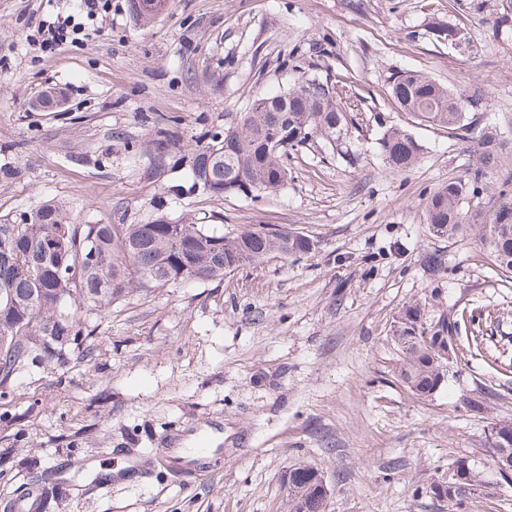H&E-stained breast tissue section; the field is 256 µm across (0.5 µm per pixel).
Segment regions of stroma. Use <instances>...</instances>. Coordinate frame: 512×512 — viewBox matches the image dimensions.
<instances>
[{"instance_id":"1","label":"stroma","mask_w":512,"mask_h":512,"mask_svg":"<svg viewBox=\"0 0 512 512\" xmlns=\"http://www.w3.org/2000/svg\"><path fill=\"white\" fill-rule=\"evenodd\" d=\"M69 12L70 0H0V165L14 171L0 217L55 199L78 224L189 214L228 236L277 224L315 247L78 308L65 364L30 363L0 396V512L27 486L42 512H290L302 463L326 481L325 512H512V481L453 511L428 492L457 459L490 461L492 424L512 419V282L475 232L438 237L425 220L429 194L478 167L476 142L388 95L391 73L418 70L468 97L476 128H496L500 165L462 203L488 206L512 181V0H170L148 23L111 0L47 55L39 21ZM451 26L469 50L448 46ZM305 73L346 77L359 110L340 139L290 151L277 192L188 191L193 149ZM159 125L174 137L162 169ZM390 126L422 146L399 174L378 146ZM412 303L459 324L458 361L428 399L401 382L391 339ZM217 412L220 468L123 474L127 453L161 451L168 431Z\"/></svg>"}]
</instances>
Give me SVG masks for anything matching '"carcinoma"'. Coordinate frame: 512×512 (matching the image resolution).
I'll return each instance as SVG.
<instances>
[{"instance_id": "carcinoma-1", "label": "carcinoma", "mask_w": 512, "mask_h": 512, "mask_svg": "<svg viewBox=\"0 0 512 512\" xmlns=\"http://www.w3.org/2000/svg\"><path fill=\"white\" fill-rule=\"evenodd\" d=\"M347 84L341 80L303 77L292 86L254 101L239 119L215 133L189 160L192 187L210 183L211 196H249L279 190L288 181V152L315 133L341 136L349 110L341 106ZM388 94L420 122L466 136L472 122L465 104L444 85L417 70H401L388 79ZM156 159L165 164L170 146L164 127L155 131ZM383 160L395 172L413 167L420 145L403 127L384 129ZM477 181L498 168L500 143L496 130L479 139ZM466 184L450 182L434 189L425 205L426 223L436 235L451 238L479 229L478 240L498 270L512 274V186L504 182L486 211H461ZM314 243L286 229L248 227L226 238L212 224L160 213L140 224H76L66 206L44 202L15 219H0V388L28 362L62 363L71 341L81 334L80 318L69 310L78 304L106 307L134 290L177 281L223 280L248 262L270 254L297 256ZM396 333L404 341L399 376L420 398H428L447 382L441 378L432 326L424 308L409 304L398 316ZM288 495L293 512H324L312 468L291 473ZM433 497L462 506L470 495L437 492Z\"/></svg>"}]
</instances>
